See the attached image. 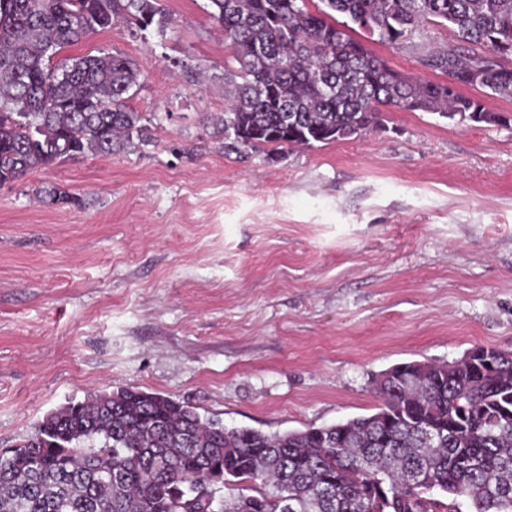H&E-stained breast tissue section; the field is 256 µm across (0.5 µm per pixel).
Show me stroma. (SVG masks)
Returning <instances> with one entry per match:
<instances>
[{
    "label": "stroma",
    "instance_id": "obj_1",
    "mask_svg": "<svg viewBox=\"0 0 512 512\" xmlns=\"http://www.w3.org/2000/svg\"><path fill=\"white\" fill-rule=\"evenodd\" d=\"M162 4L166 39L119 21L70 49L140 65L146 143L0 185V448L131 387L229 426L329 425L373 413L394 364L512 350V123L389 109L356 139L225 150L209 0ZM452 40L370 48L440 81L425 58Z\"/></svg>",
    "mask_w": 512,
    "mask_h": 512
}]
</instances>
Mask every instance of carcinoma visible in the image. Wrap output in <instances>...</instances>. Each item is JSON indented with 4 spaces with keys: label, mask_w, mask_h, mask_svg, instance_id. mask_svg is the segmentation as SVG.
Masks as SVG:
<instances>
[{
    "label": "carcinoma",
    "mask_w": 512,
    "mask_h": 512,
    "mask_svg": "<svg viewBox=\"0 0 512 512\" xmlns=\"http://www.w3.org/2000/svg\"><path fill=\"white\" fill-rule=\"evenodd\" d=\"M209 2L230 51L227 150L356 138L385 107L512 121L462 93L512 98V0ZM118 19L170 26L160 0H0V184L142 136L128 104L138 65L65 54ZM429 22L455 36L426 57L444 81L404 74L351 35L396 47ZM374 386L370 415L274 434L139 389L70 401L0 449V512H512V351L395 364Z\"/></svg>",
    "instance_id": "obj_1"
}]
</instances>
